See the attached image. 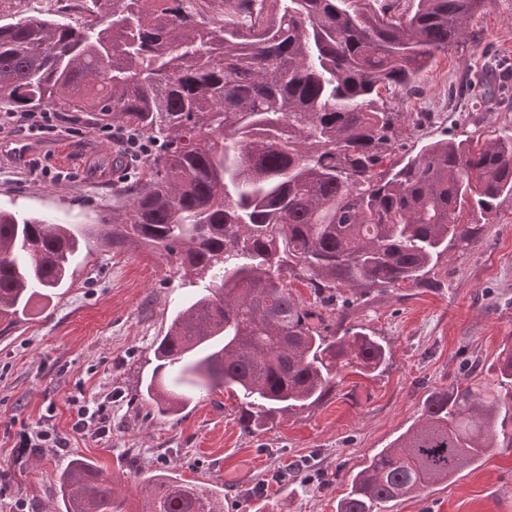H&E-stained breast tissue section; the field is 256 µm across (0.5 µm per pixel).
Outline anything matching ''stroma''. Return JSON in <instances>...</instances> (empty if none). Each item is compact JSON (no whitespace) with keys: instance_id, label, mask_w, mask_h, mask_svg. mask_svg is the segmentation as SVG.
Wrapping results in <instances>:
<instances>
[{"instance_id":"35a3bbf8","label":"stroma","mask_w":512,"mask_h":512,"mask_svg":"<svg viewBox=\"0 0 512 512\" xmlns=\"http://www.w3.org/2000/svg\"><path fill=\"white\" fill-rule=\"evenodd\" d=\"M471 36L440 55L419 91L402 102L398 128L405 148L452 136L488 139L512 129V81L506 93L476 110L465 91L486 76V60L512 68V0H487ZM80 137L31 136L0 125V208L60 224H101L125 202L118 155L94 134L83 112ZM175 261L145 249L92 250L71 287L0 335V471L12 494L36 512H56V481L74 459L93 461L110 477L117 500L135 512L143 470H169L224 490V512H336L348 476L375 451L418 422L427 392L492 380L491 366L512 334V199L504 200L480 241L451 250L432 287L371 297L349 316L387 343L378 374L343 371L318 404L277 417L266 432L243 425L237 400L224 388L202 396L177 419L149 414L142 380L151 345L195 294ZM112 399V438H72L63 455L10 465L22 422L47 417L70 433V396ZM313 482L289 481L292 470ZM390 512H512V447L494 448L456 480Z\"/></svg>"}]
</instances>
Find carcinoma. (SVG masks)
I'll list each match as a JSON object with an SVG mask.
<instances>
[{
    "mask_svg": "<svg viewBox=\"0 0 512 512\" xmlns=\"http://www.w3.org/2000/svg\"><path fill=\"white\" fill-rule=\"evenodd\" d=\"M486 0H86L89 21L0 24V107L94 112L158 143L110 224L0 209V322L71 285L82 250L146 248L200 277L153 349L152 410L175 417L225 387L246 428L317 404L348 368L382 370L384 341L346 324L359 299L417 288L475 246L512 198V132L396 154L412 95ZM468 222H462L463 217ZM302 279L316 298L295 297ZM512 390V335L495 362ZM512 406L480 385L428 392L418 423L350 476L336 512H383L509 440ZM61 512H120L77 459ZM140 512H224V492L170 471L138 480Z\"/></svg>",
    "mask_w": 512,
    "mask_h": 512,
    "instance_id": "cac0c4a2",
    "label": "carcinoma"
}]
</instances>
